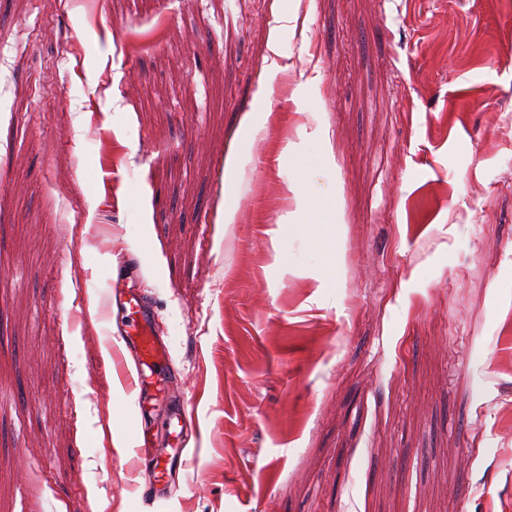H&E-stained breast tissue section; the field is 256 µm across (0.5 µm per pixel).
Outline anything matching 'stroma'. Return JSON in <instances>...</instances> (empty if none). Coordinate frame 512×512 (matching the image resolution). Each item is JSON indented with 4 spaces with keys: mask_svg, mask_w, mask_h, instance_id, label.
<instances>
[{
    "mask_svg": "<svg viewBox=\"0 0 512 512\" xmlns=\"http://www.w3.org/2000/svg\"><path fill=\"white\" fill-rule=\"evenodd\" d=\"M0 512H512V0H0ZM115 303L131 312V318L119 331L114 344L122 350H129L135 358L136 374L131 380V385L138 392L137 405L143 411L148 387L153 384L149 380L153 373L158 375L155 381L157 391H170L172 381L168 376L161 374V370L170 362L168 346L162 337L154 332V315L146 311L141 298L132 296L123 299L115 294ZM146 370L151 374L147 375Z\"/></svg>",
    "mask_w": 512,
    "mask_h": 512,
    "instance_id": "stroma-1",
    "label": "stroma"
}]
</instances>
